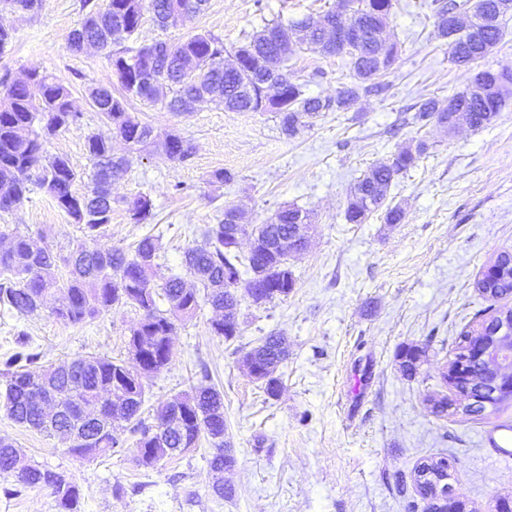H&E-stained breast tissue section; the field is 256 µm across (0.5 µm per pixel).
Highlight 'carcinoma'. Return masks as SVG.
Masks as SVG:
<instances>
[{"mask_svg": "<svg viewBox=\"0 0 512 512\" xmlns=\"http://www.w3.org/2000/svg\"><path fill=\"white\" fill-rule=\"evenodd\" d=\"M512 0H431L437 37L448 41L450 60L468 67L483 58L505 36V21L512 10L502 12L500 5ZM44 0H0V11L38 13ZM207 0H81L84 13L81 26L68 38V48L80 52L87 45L106 51L122 94L96 87L89 98L101 121L131 149L153 147L167 159L186 162L193 155L192 144L177 134L161 143L152 138V128L128 112L127 105L139 100L162 105L171 112H193L200 103H213L227 112H271L281 131L295 137L312 125L324 112H348L360 94L382 95L390 89L383 80L399 56L397 44H385L379 34L394 8L393 0H357L365 4L350 14L363 34V52L350 58L357 83L340 86L328 97L309 96L306 83L292 79L290 60L311 46L328 55H338L335 29L338 12L329 11L320 19L283 21L272 19L233 48L241 68L223 66L220 61L231 52L223 39L207 32L189 34L178 43L153 41L139 46L137 58L124 46L138 39L145 10L166 24L176 9L193 16L203 11ZM471 14L469 25L453 29L448 36L450 12ZM512 100V72L475 73L471 90L450 100L429 97L415 105L413 123H430L453 129L458 118L474 129L490 125ZM83 114L75 110L71 92L63 82L37 68L26 71L21 79L9 72L0 76V210L9 211L24 204L34 184L50 197L58 208L79 225L81 239L64 260L71 266L70 277L59 280L56 274L60 257L43 238L16 233L9 245L0 248V309L29 315L41 307L46 295L55 298L52 314L73 325L95 320L114 306H130L141 311V318L130 330L131 352L144 355L131 361H113L98 356H82L69 362L46 367L41 355L31 349L26 333H21L17 350L3 359L0 398L10 418L17 424L64 440H73L71 421L81 414L91 416L79 433L84 441L69 447L68 453L94 461L118 447L112 435V421L122 419L137 435L133 460L136 466L150 469L197 447L200 439L211 444L207 459L209 487L220 500L233 497L232 486L224 483V470L234 463L224 441V395L214 386L191 389L180 398L160 407L157 414L165 420L164 431L142 418L146 402L143 378L164 370L173 359L172 336L177 323L193 319L202 305L209 304L221 316L210 321L211 332L231 340L240 335L237 288H247L253 304L260 307L281 299L293 290L295 278L289 259L304 250L312 224L309 212L283 205L263 224L245 226L240 211L224 208V219L207 228L202 243L184 254V266L194 283L173 273L163 283L154 282L160 257V236L146 235L133 250L102 251L97 240L111 224L112 182L130 168V160L112 153V138L100 134L87 137L86 147L94 165L93 186L89 193L72 191L79 179L69 161L49 156L47 139L61 130L80 125ZM427 151L419 141L387 161L370 168L350 192L345 213L351 224L364 223L374 212L385 209L387 224H399L404 218L397 206H385L397 176L414 166ZM126 211L135 224H147L154 218L153 203L146 196L126 202ZM253 238L252 252L243 254L238 243L230 240L236 228ZM501 268L497 278L487 277L477 288L489 301L512 294V253L497 256ZM165 303L167 308L160 307ZM502 310H494L484 319L477 335L495 342L502 322ZM425 350L408 347L398 354L400 367L411 375ZM288 359V340L272 333L242 356L251 377L264 384L270 397L281 389L280 366ZM472 379L490 387L497 378H508L507 359L489 365L467 361ZM448 459L441 457L421 462L415 469V489L427 502L428 512H437L435 488L448 479ZM0 472L15 474L26 487L51 490L60 512H77L80 492L69 477L20 456L12 442L0 438Z\"/></svg>", "mask_w": 512, "mask_h": 512, "instance_id": "1", "label": "carcinoma"}]
</instances>
